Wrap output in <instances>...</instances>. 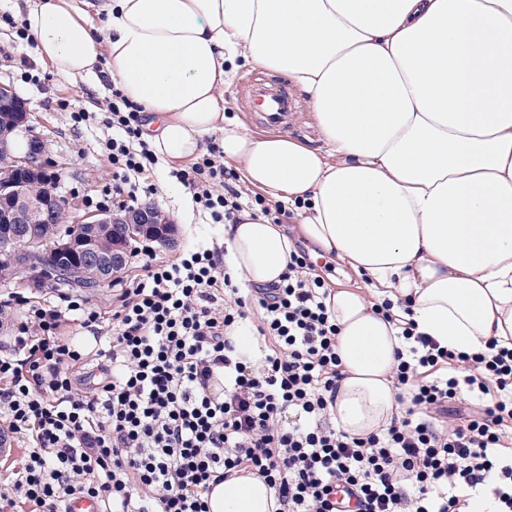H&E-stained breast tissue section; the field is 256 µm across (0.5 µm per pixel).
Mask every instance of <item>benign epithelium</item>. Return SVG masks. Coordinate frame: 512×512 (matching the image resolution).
<instances>
[{
	"instance_id": "1",
	"label": "benign epithelium",
	"mask_w": 512,
	"mask_h": 512,
	"mask_svg": "<svg viewBox=\"0 0 512 512\" xmlns=\"http://www.w3.org/2000/svg\"><path fill=\"white\" fill-rule=\"evenodd\" d=\"M0 112L10 113L17 124L28 120L26 102L7 86L0 85ZM49 163L45 140L34 135L30 150L23 156L11 153L8 143L0 137V224H25L39 215L47 224L60 223L59 214L66 210L65 201L47 190L45 168ZM80 236L60 237L48 243L35 235L24 246L16 237L0 232V286L13 288H50L54 286L56 270L45 262L34 259L37 254L52 251L65 261L81 256L85 251L93 255L86 267L91 283L102 285L123 274L127 264V243L132 239L162 237L167 245L175 244V225L159 208L152 205L128 210L87 214L80 221ZM122 233L125 244L112 243V250L103 251L98 242L102 229Z\"/></svg>"
}]
</instances>
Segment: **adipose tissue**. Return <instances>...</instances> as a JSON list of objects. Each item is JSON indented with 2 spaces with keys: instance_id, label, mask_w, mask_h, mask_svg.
Instances as JSON below:
<instances>
[{
  "instance_id": "obj_1",
  "label": "adipose tissue",
  "mask_w": 512,
  "mask_h": 512,
  "mask_svg": "<svg viewBox=\"0 0 512 512\" xmlns=\"http://www.w3.org/2000/svg\"><path fill=\"white\" fill-rule=\"evenodd\" d=\"M19 20L58 79L102 69L143 106L142 137L165 164L195 161L219 134L225 161L369 280L326 300L337 429L365 437L399 413L406 323L455 352L512 348V0H35ZM243 64L302 91L323 147L225 117ZM224 249L243 288L288 270L287 228L246 212ZM206 499L210 512L278 508L245 472Z\"/></svg>"
}]
</instances>
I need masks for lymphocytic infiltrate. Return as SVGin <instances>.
<instances>
[{"mask_svg":"<svg viewBox=\"0 0 512 512\" xmlns=\"http://www.w3.org/2000/svg\"><path fill=\"white\" fill-rule=\"evenodd\" d=\"M105 122L112 198L136 199L157 159L142 138V108L113 91ZM210 145L176 170L212 223L235 224L243 210L284 223L285 205L243 199L235 175ZM308 253L291 251L280 283L241 292L214 246L163 261L140 251L141 275L119 288L103 315L81 295L31 305L0 354V416L30 449L0 479V512H59L69 498L100 501L104 512H209L203 498L232 472L248 469L274 489L281 512H461L455 487L502 478L495 512H512V349L455 353L413 326L418 342L395 384L409 403L381 433L351 437L330 421L342 377L336 321ZM268 344L261 370L235 354L230 338L248 315ZM80 321L104 339L100 372L60 334ZM479 403L460 420L448 406L462 391Z\"/></svg>","mask_w":512,"mask_h":512,"instance_id":"obj_1","label":"lymphocytic infiltrate"}]
</instances>
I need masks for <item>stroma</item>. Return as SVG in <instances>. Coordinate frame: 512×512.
Here are the masks:
<instances>
[{"mask_svg": "<svg viewBox=\"0 0 512 512\" xmlns=\"http://www.w3.org/2000/svg\"><path fill=\"white\" fill-rule=\"evenodd\" d=\"M271 87L287 88L299 106L288 117L287 135L309 147H322L318 127L307 102L301 93L290 86L286 77L268 75ZM0 83L10 85L23 98L31 112L29 121L33 131L42 135L49 144L55 180L53 185L68 203L72 220L97 211L99 201L112 188V168L106 157V144L112 131L104 118L112 101V82L107 75H100L98 86L83 81L64 82L36 58V44L21 39L14 28L0 23ZM89 112V121L75 123L70 118L71 106ZM153 190L140 195V203H152L174 220L178 228L176 248L157 247L158 258L172 260L180 253L200 245L221 241L223 227L209 223L193 206L184 186L171 174L165 164H157L150 177ZM58 295L57 289L40 292L23 291L12 296L0 289V340L24 316L25 303L51 304Z\"/></svg>", "mask_w": 512, "mask_h": 512, "instance_id": "35a3bbf8", "label": "stroma"}]
</instances>
